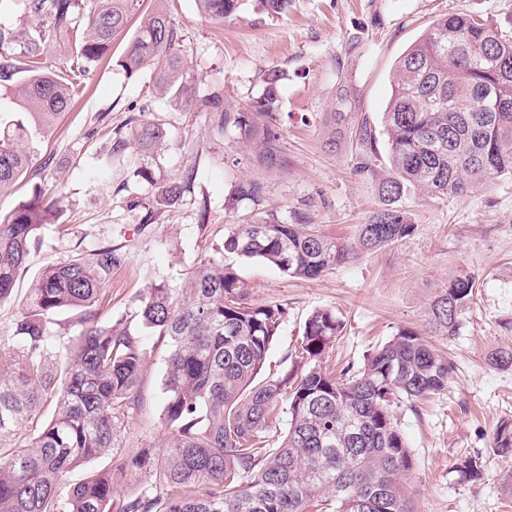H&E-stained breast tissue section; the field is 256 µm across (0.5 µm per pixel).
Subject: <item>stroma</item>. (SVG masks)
I'll use <instances>...</instances> for the list:
<instances>
[{"label": "stroma", "mask_w": 512, "mask_h": 512, "mask_svg": "<svg viewBox=\"0 0 512 512\" xmlns=\"http://www.w3.org/2000/svg\"><path fill=\"white\" fill-rule=\"evenodd\" d=\"M152 8L153 0H137L126 34L91 66L83 96L37 142L36 175L0 197V217L37 188L61 213L43 226L12 300L0 305L2 356L17 348L9 327L41 270L104 244L112 245L121 262L105 281L97 319L137 329L143 293L160 285L180 287L221 243L225 225L251 218V203L224 206L240 177L266 182L264 208L284 213L300 207L330 233L351 234L380 199L377 180L354 172L361 147L350 130L369 120L379 151H386L383 114L399 57L445 14L480 15L512 34V0H291L287 13L273 19L246 4L221 21L202 16L195 0H167L198 97L218 93L226 104L244 106L259 94L264 70L284 73L280 112L288 166L269 172L253 165L232 136L214 132L212 112L175 110L155 92L151 70L130 75L120 67L131 35ZM345 80L355 94L346 107L347 130L331 146L325 119ZM158 117L167 138L157 152L147 157L130 146L113 152L129 120ZM189 168L196 178L179 204L145 223L157 188ZM404 206L418 226L414 237L320 278H290L256 260L236 261L238 275L254 302L288 310L270 364L293 356L313 310L336 312L344 329L324 361L337 372L361 367L398 328L423 329L436 288L458 272L474 274L477 289L459 334L428 338L454 364L447 389L423 404L402 400L393 413L414 457L407 483L416 512H512V493L502 480L512 465L489 454L496 428L512 421V370L489 360L493 350L512 347V178L442 200L417 192ZM149 344L153 353L142 376L141 403L117 435L116 464L129 451L159 448L165 437L162 381L169 345L155 336ZM470 454L486 457L485 474L475 482L456 470Z\"/></svg>", "instance_id": "obj_1"}]
</instances>
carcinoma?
Returning <instances> with one entry per match:
<instances>
[{"instance_id": "cac0c4a2", "label": "carcinoma", "mask_w": 512, "mask_h": 512, "mask_svg": "<svg viewBox=\"0 0 512 512\" xmlns=\"http://www.w3.org/2000/svg\"><path fill=\"white\" fill-rule=\"evenodd\" d=\"M206 16L236 13L240 0H196ZM75 0H25L31 16L47 23L25 36L20 51L0 31V83L22 82L12 105L0 104V193L32 168L34 142L68 111L89 67L124 32L135 0H88L86 22H73ZM288 0H257L275 16ZM73 50L72 77L45 71L42 55L57 36ZM178 29L160 7L145 18L120 60L132 74L146 66L174 104H200L215 129L249 148L269 170L288 165L277 126L284 73L269 69L262 91L243 108L214 95L199 100L194 78L176 45ZM391 174L380 182L382 207L351 238L336 237L294 208L254 213L245 224L225 225L214 254L200 260L184 288H152L141 299L143 332L100 324L93 306L105 277L119 263L110 246L46 268L29 288L11 325L18 350L0 357V512H415L404 477L414 458L393 406L444 391L453 372L410 327H401L358 370L334 375L321 362L342 322L330 309L306 319L298 360L263 374L271 344L288 316L282 304L251 302L227 258L257 260L279 272L314 279L363 253L394 245L417 225L401 202L412 192L439 199L512 177V39L489 20L466 14L437 18L395 66L394 90L383 117ZM362 153L354 172L374 177L379 160L371 124L352 131ZM166 135L164 124L139 123L131 137L145 151ZM194 171L162 184L156 210L177 205ZM267 187L257 178L231 185L228 206L262 205ZM52 215L40 191L0 220V303L12 298L16 277L37 232ZM476 279L460 273L429 303V329L456 336L470 307ZM72 312V334L60 336L55 315ZM168 339L163 382L162 448L127 456L121 472L139 490L112 495V469L79 483L73 470L112 455L113 440L139 405L148 357L144 335ZM54 403L51 416L43 414ZM280 444L266 432L281 414ZM24 443L5 447L22 428ZM492 455L512 460V423L497 428ZM474 481L484 475L479 456L457 463Z\"/></svg>"}]
</instances>
